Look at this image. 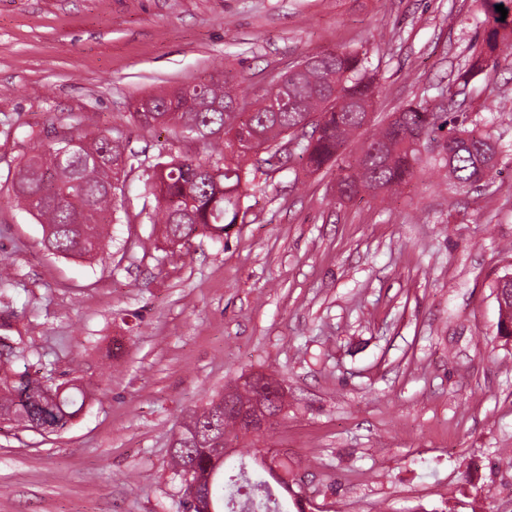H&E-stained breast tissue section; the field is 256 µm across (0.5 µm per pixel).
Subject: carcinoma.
<instances>
[{
  "instance_id": "obj_1",
  "label": "carcinoma",
  "mask_w": 512,
  "mask_h": 512,
  "mask_svg": "<svg viewBox=\"0 0 512 512\" xmlns=\"http://www.w3.org/2000/svg\"><path fill=\"white\" fill-rule=\"evenodd\" d=\"M508 10L505 21L496 6ZM487 35L472 53L458 78L468 81L485 66L499 64L498 38L512 30V0H485ZM375 74L366 52L341 47L316 55L288 80L277 95L288 99V109L270 104V89L253 98L222 84L181 88L138 101L133 116L143 127L181 129L199 140H224L229 153L222 166L193 157L169 156L153 165L148 186L156 201L151 222L161 225L164 239L183 245L198 232L221 237L239 217L243 186L252 181L247 157L255 149L268 150L287 136L298 158L310 172L336 166L337 200L344 202L365 193L374 198L397 190L423 162L445 173L458 189L467 190L498 173V150L487 124L460 112L448 115L426 102L411 103L393 113L362 148L348 150L352 138L368 124L375 97ZM248 129L256 146L236 144L238 132ZM72 146L50 141L17 166L15 198L39 220L43 245L63 258L92 262L104 258L106 227L116 212L114 184L128 177V156L123 138L105 135H70ZM15 312H0V422H14L32 430L58 432L82 412L90 391L85 387L47 384L38 369L15 371L11 363L28 361V347L14 324ZM194 429L180 430L171 449L175 475L195 464L201 472L214 469L212 502L216 512H234L244 498L249 512H283L279 493H288V462L277 460L274 473L253 456L255 467L239 461L224 475V463L211 464L212 453L224 447V435H237L234 419L224 417V397L213 398L188 415Z\"/></svg>"
}]
</instances>
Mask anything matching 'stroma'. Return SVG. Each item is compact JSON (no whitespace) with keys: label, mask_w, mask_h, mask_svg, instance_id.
Instances as JSON below:
<instances>
[{"label":"stroma","mask_w":512,"mask_h":512,"mask_svg":"<svg viewBox=\"0 0 512 512\" xmlns=\"http://www.w3.org/2000/svg\"><path fill=\"white\" fill-rule=\"evenodd\" d=\"M484 0H0V259L7 305L52 384L94 390L64 432L0 423V512H180L183 417L250 373L288 408L236 454L273 449L306 512H512V344L493 290L512 271V55L455 82ZM366 50L378 78L361 146L418 101L490 116L500 176L481 193L418 171L378 201L336 171L250 155L244 223L162 245L145 190L158 158L224 150L140 126L136 101L231 79L254 94L304 57ZM121 135L133 170L103 262L47 251L12 192L55 137Z\"/></svg>","instance_id":"1"}]
</instances>
